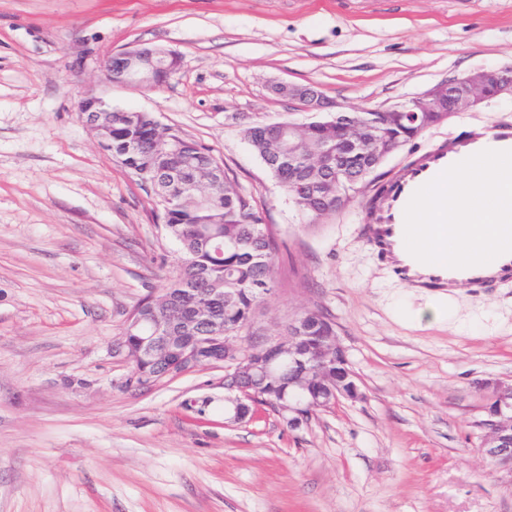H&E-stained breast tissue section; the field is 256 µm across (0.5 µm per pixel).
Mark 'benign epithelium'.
<instances>
[{"mask_svg": "<svg viewBox=\"0 0 512 512\" xmlns=\"http://www.w3.org/2000/svg\"><path fill=\"white\" fill-rule=\"evenodd\" d=\"M455 83L461 85L464 92L453 101L454 114L473 111L485 100L498 95H512V75L508 73H502L490 82L485 71L475 70L455 78ZM444 94V87L437 85L412 97V100L418 105L438 104ZM288 97L301 102L306 112L331 110L315 88L290 84ZM76 110L82 122L98 133L99 145L108 152L112 151V135L101 134L104 113L113 111L112 105L101 97L84 94L77 101ZM299 340L300 337L290 335L275 339L272 344L278 346L279 353L268 359L264 346L245 352L241 337L214 334L208 343L192 342L184 347L180 370L171 368L165 376L175 377L198 368L202 359L200 351L211 344H221L223 356L210 359V365H225L227 389L236 392V395L224 398V413L233 423L244 422L253 415L252 407L263 399L262 389L272 382L274 369L290 362H303ZM297 388L296 393L284 392L275 400L274 413L292 429L308 422L318 410L333 408L343 399L356 401L362 398L355 376L348 369L343 380L332 384L325 371L306 368L297 381ZM486 389L487 404L483 407L486 418L478 422L483 430L478 451L512 482V384L494 381L487 384Z\"/></svg>", "mask_w": 512, "mask_h": 512, "instance_id": "7a95c632", "label": "benign epithelium"}]
</instances>
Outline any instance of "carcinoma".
Segmentation results:
<instances>
[{"instance_id": "carcinoma-1", "label": "carcinoma", "mask_w": 512, "mask_h": 512, "mask_svg": "<svg viewBox=\"0 0 512 512\" xmlns=\"http://www.w3.org/2000/svg\"><path fill=\"white\" fill-rule=\"evenodd\" d=\"M160 48L145 50L137 67L157 77ZM426 112L412 123L396 102L372 112H352L306 124L255 123L243 137L265 168L293 199L308 223L318 224L350 203L391 154L438 124ZM112 157L154 183L156 216L178 243L181 262L155 300L136 307L141 335L159 321L175 337L170 348L137 360V369L159 375L174 363L184 336H204L214 325L240 336L274 288L279 243L264 213L252 204L229 168L205 144L158 124L150 112H112ZM220 170L221 182L211 178ZM343 174L336 181V171ZM296 335L307 357L310 348L336 335V324L321 307L296 314Z\"/></svg>"}]
</instances>
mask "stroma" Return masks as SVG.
Instances as JSON below:
<instances>
[{
	"mask_svg": "<svg viewBox=\"0 0 512 512\" xmlns=\"http://www.w3.org/2000/svg\"><path fill=\"white\" fill-rule=\"evenodd\" d=\"M136 47L179 52V70L153 91L105 83L101 59ZM478 68L512 69V0H0V512H512L477 451L484 385L512 380V284L403 321L428 297L369 244L372 189L306 223L241 133L308 121L274 82L374 109ZM86 93L224 161L282 244L253 345L323 307L360 400L292 430L264 409L225 423L221 365L132 382L123 323L180 252L151 187L80 120ZM503 123L510 95L380 171Z\"/></svg>",
	"mask_w": 512,
	"mask_h": 512,
	"instance_id": "obj_1",
	"label": "stroma"
}]
</instances>
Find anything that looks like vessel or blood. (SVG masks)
I'll list each match as a JSON object with an SVG mask.
<instances>
[{
  "instance_id": "obj_1",
  "label": "vessel or blood",
  "mask_w": 512,
  "mask_h": 512,
  "mask_svg": "<svg viewBox=\"0 0 512 512\" xmlns=\"http://www.w3.org/2000/svg\"><path fill=\"white\" fill-rule=\"evenodd\" d=\"M484 150H512V125L501 124L475 129L464 139H451L438 146L412 166L398 172L396 187L383 204L371 211V240L393 263L398 277L415 287L456 288L462 285L495 288L512 279V252L502 254L490 263L466 268L441 264L407 263L404 241L405 208L413 194L448 167Z\"/></svg>"
}]
</instances>
